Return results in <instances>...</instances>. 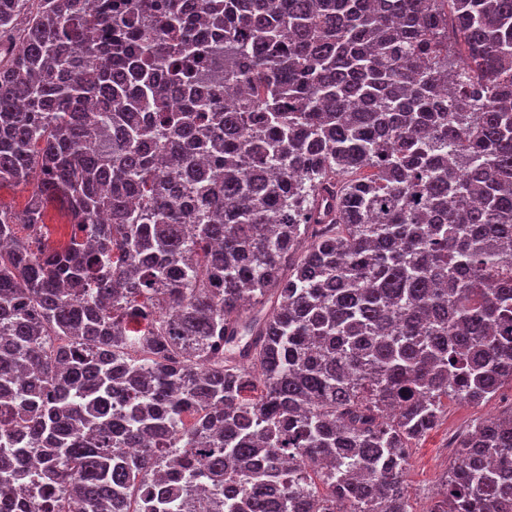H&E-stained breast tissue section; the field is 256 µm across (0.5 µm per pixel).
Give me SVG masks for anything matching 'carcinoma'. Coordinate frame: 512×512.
<instances>
[{
	"label": "carcinoma",
	"instance_id": "carcinoma-1",
	"mask_svg": "<svg viewBox=\"0 0 512 512\" xmlns=\"http://www.w3.org/2000/svg\"><path fill=\"white\" fill-rule=\"evenodd\" d=\"M195 10L0 0V512H410L512 387V0ZM510 474L512 406L431 512ZM33 188V182L27 186L20 185L18 187L5 185L0 189V203L6 208L21 211L25 208ZM512 403V392L505 388L488 401L478 405L448 403V412L442 422L417 448H411V467L407 483L411 493L412 512H429L434 496L440 487L441 477L454 458L453 448H448V439L461 434L484 419L498 414L502 406ZM448 448V453H447Z\"/></svg>",
	"mask_w": 512,
	"mask_h": 512
}]
</instances>
